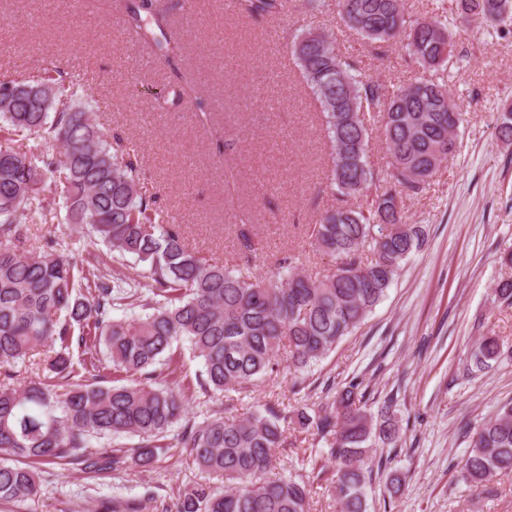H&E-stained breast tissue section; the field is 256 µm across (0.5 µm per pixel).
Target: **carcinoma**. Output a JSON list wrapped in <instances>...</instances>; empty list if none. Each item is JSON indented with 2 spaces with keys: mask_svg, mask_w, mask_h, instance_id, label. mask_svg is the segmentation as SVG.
Here are the masks:
<instances>
[{
  "mask_svg": "<svg viewBox=\"0 0 512 512\" xmlns=\"http://www.w3.org/2000/svg\"><path fill=\"white\" fill-rule=\"evenodd\" d=\"M286 3L233 0V13L264 22ZM111 7L154 64L173 72L163 103L190 102L193 122L213 126L212 102L177 67L182 45L170 26L184 0H111ZM336 11L368 52L384 57L399 40L423 74L390 88L362 74L359 60L340 54L328 33L310 30L291 42L325 120L327 189L340 201L310 225L311 245L339 260L321 279L293 256L279 260L267 280L251 276L258 242L245 214L236 225L237 262L206 261L147 192L138 151L98 122L91 83L53 63L36 82L0 78V368L7 375L31 353L52 349L42 374L19 387L0 385V500L36 498L40 463L115 470L121 456L88 448L131 436L140 439L133 459L141 468L174 445L189 449L202 477L178 490L175 512H309L310 482L279 471L291 422L323 443L309 463L331 485L339 512H368L373 452L398 448L403 426L389 405L373 412L361 384L293 415L276 401L241 418L215 413L196 423L186 420L184 389L156 383L152 370L173 361L174 343L185 341L203 363L200 389L214 395L246 391L283 361L302 375L359 328L423 245L424 228L406 222L405 203L430 188L463 121L448 93V68L459 64L448 14L499 28L512 23V0H451L449 10L424 18L412 17L405 0H336ZM372 120L390 155L384 170L369 161ZM30 139L36 144H23ZM59 204L67 223L85 230L91 245L107 247L111 261L130 256L145 264L150 295L127 291L110 265L72 263L52 240L37 254L25 250V224ZM366 246L370 259L362 255ZM133 297L144 315L114 316ZM75 346L82 349L77 361ZM500 357L494 336L479 337L471 353L480 369ZM109 372L112 385H101ZM508 471L512 401L483 423L462 460L473 488Z\"/></svg>",
  "mask_w": 512,
  "mask_h": 512,
  "instance_id": "obj_1",
  "label": "carcinoma"
}]
</instances>
